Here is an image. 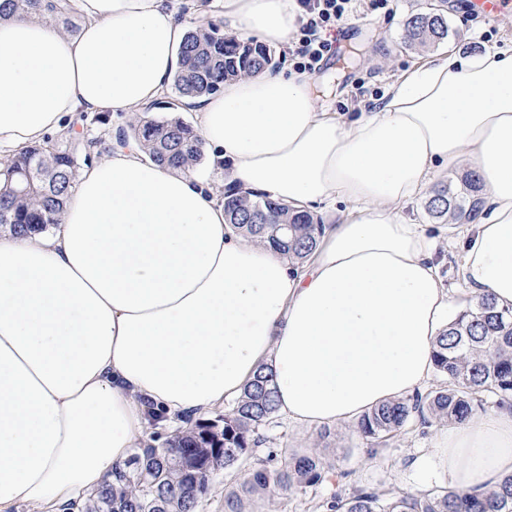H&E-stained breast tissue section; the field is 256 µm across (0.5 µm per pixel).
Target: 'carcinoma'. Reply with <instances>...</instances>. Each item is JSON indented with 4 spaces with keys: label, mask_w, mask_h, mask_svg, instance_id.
Returning a JSON list of instances; mask_svg holds the SVG:
<instances>
[{
    "label": "carcinoma",
    "mask_w": 512,
    "mask_h": 512,
    "mask_svg": "<svg viewBox=\"0 0 512 512\" xmlns=\"http://www.w3.org/2000/svg\"><path fill=\"white\" fill-rule=\"evenodd\" d=\"M75 14L70 0H0V18L50 16L69 35L76 30ZM405 27L421 45L448 39V18L440 9L408 17ZM275 64V51L266 45L226 35L213 26L199 27L187 32L172 89L179 99L207 98L220 93L225 81ZM121 136L124 142L138 143L149 160L164 167L189 171L204 159L201 135L179 117H134ZM57 139L71 147L60 149L47 139L20 149L0 169V228L30 235L59 224L78 169L92 160L100 140L77 144L70 128L61 130ZM223 201L226 221L234 229L300 259L315 249L323 231V224L310 212L297 211L262 193H241L229 187ZM483 206L480 178L470 171L458 184L450 180L435 187L426 210L433 218H448L450 224H472ZM276 219L288 222V236L273 224ZM433 359L435 372L442 378L440 386L424 395L383 403L355 423V432L370 445V455L413 419L426 427L461 425L485 411L489 403L498 409L512 408V306H500L490 295L466 299L438 336ZM277 411L271 374L261 368L224 410V417L197 421L171 434L160 447L136 450L125 466L112 472V481L84 503L83 512H100L104 493L112 500V512H196L210 477L242 459L253 460L252 473L224 499V512H247L257 498L331 481L332 468L315 449L289 454L282 467L272 451L257 456L258 431ZM326 507L330 512H512V475L482 494L451 486L416 493L393 488L376 491L348 483Z\"/></svg>",
    "instance_id": "obj_1"
}]
</instances>
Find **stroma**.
<instances>
[{
  "instance_id": "1",
  "label": "stroma",
  "mask_w": 512,
  "mask_h": 512,
  "mask_svg": "<svg viewBox=\"0 0 512 512\" xmlns=\"http://www.w3.org/2000/svg\"><path fill=\"white\" fill-rule=\"evenodd\" d=\"M467 0H396L391 14L370 11L369 0H360V20L345 29L336 44V53L327 59L313 76L319 92L320 109L349 117L373 106L379 95L405 69L441 56L444 48L462 56L474 57L490 50L512 48V15L495 21L490 40H482L485 25L466 8ZM443 7L448 17V38L444 44L420 47L406 35L404 23L414 14ZM418 196L405 203L401 211L418 223L435 224L440 229V276L449 288L453 303L466 296L461 274V245L458 230L447 229L444 221L432 220L425 203ZM437 427H423L411 422L406 430L393 438L377 455H369L364 442L352 427L325 431L324 427H301L283 418L259 429L261 444L258 455L290 448L297 451L317 449L334 471L350 473L353 481L379 490L390 488L415 493L433 486L447 485L446 476L435 470L428 455L436 439ZM252 469L251 461L239 462L233 469L215 473L207 492L199 501L197 512H224V497L234 490ZM336 491L327 484L277 495L274 501L252 503L253 512H328L325 503Z\"/></svg>"
}]
</instances>
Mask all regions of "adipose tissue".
Wrapping results in <instances>:
<instances>
[{
    "mask_svg": "<svg viewBox=\"0 0 512 512\" xmlns=\"http://www.w3.org/2000/svg\"><path fill=\"white\" fill-rule=\"evenodd\" d=\"M226 25L287 41L294 0H213ZM75 36L0 19V163L79 113L143 114L179 67L169 0H75ZM202 148L229 183L298 210L347 209L292 260L236 233L191 173L113 144L51 232L0 234V512L91 494L139 447L152 409L201 417L259 368L280 414L341 425L420 392L451 307L437 236L400 207L470 168L485 206L463 228L470 296L512 305V54L414 65L375 111H321L309 78L267 71L198 100ZM451 486L512 474V410L440 432Z\"/></svg>",
    "mask_w": 512,
    "mask_h": 512,
    "instance_id": "obj_1",
    "label": "adipose tissue"
}]
</instances>
